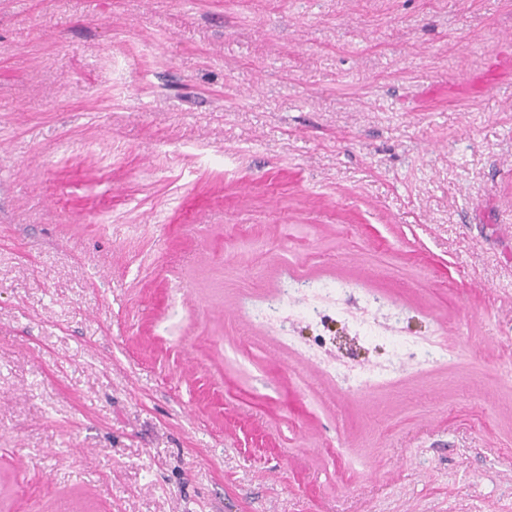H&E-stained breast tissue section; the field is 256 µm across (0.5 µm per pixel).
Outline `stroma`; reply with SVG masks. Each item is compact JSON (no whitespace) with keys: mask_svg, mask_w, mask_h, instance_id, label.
Returning <instances> with one entry per match:
<instances>
[{"mask_svg":"<svg viewBox=\"0 0 512 512\" xmlns=\"http://www.w3.org/2000/svg\"><path fill=\"white\" fill-rule=\"evenodd\" d=\"M0 512H512V0H0ZM499 76V71L496 67L488 65L485 67L484 71L481 75H475V79L466 80L460 83L461 89H463L467 93H480L485 90L491 89Z\"/></svg>","mask_w":512,"mask_h":512,"instance_id":"stroma-1","label":"stroma"}]
</instances>
